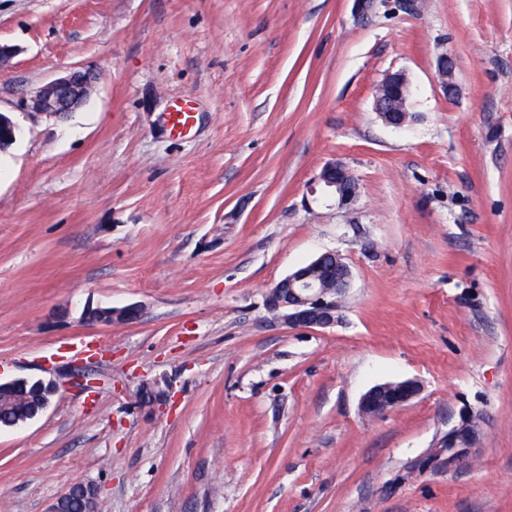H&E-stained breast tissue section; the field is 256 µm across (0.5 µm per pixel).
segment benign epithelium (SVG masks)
<instances>
[{"mask_svg": "<svg viewBox=\"0 0 512 512\" xmlns=\"http://www.w3.org/2000/svg\"><path fill=\"white\" fill-rule=\"evenodd\" d=\"M389 0H354V16L364 20L378 5ZM437 81L445 94L457 89L453 66L448 56H440L437 64ZM410 84L404 71L387 73L376 85L373 93L374 110L388 126L400 128L413 120L407 107L403 87ZM96 76L81 69H71L65 74L43 84L30 97L27 107L30 114L61 118L85 105L95 91ZM19 126L15 119L0 111V148L16 141ZM322 183L336 196V205L353 204L359 195V183L351 169L336 159L326 162L318 175ZM352 273L342 257L335 252H325L296 267L279 280L265 295L269 313L291 328H328L339 320L342 299L351 281ZM143 313L140 304L123 307L91 308L83 319L91 325L111 326L130 324ZM422 386L416 379L398 384L379 383L370 387L361 397L360 411L366 416H382L416 399ZM482 417L466 413L460 423L448 428L435 444L436 450L426 459L430 464H443L453 469L468 461L478 447L481 437ZM84 492L83 512H99L100 492L92 482L78 481L71 484L51 503L48 512H62L64 502L79 492Z\"/></svg>", "mask_w": 512, "mask_h": 512, "instance_id": "7a95c632", "label": "benign epithelium"}]
</instances>
